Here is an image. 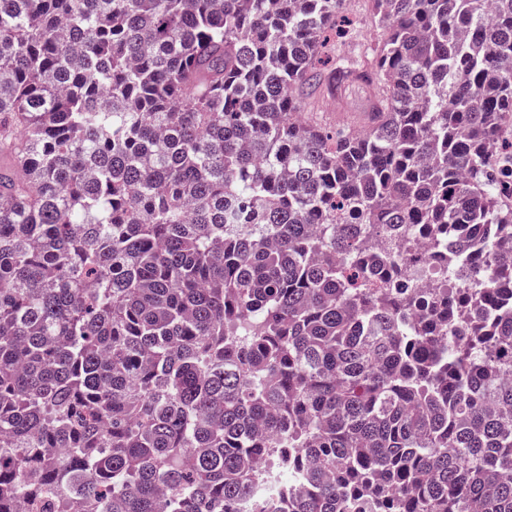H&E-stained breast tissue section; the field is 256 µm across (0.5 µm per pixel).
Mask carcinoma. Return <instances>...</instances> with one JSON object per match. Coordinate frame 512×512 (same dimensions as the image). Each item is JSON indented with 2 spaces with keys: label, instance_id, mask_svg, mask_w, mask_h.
<instances>
[{
  "label": "carcinoma",
  "instance_id": "cac0c4a2",
  "mask_svg": "<svg viewBox=\"0 0 512 512\" xmlns=\"http://www.w3.org/2000/svg\"><path fill=\"white\" fill-rule=\"evenodd\" d=\"M350 2L0 0V512H512V0ZM352 1L351 17L355 21L352 43L361 47L375 41L381 33H379V30L372 24L367 2L364 0Z\"/></svg>",
  "mask_w": 512,
  "mask_h": 512
}]
</instances>
